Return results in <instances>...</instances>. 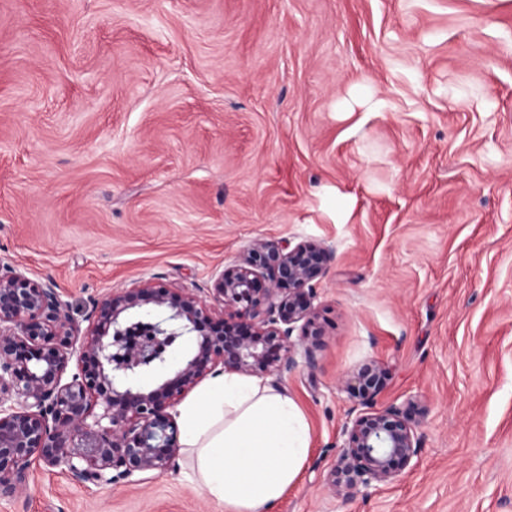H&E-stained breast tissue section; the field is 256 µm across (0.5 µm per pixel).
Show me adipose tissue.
Wrapping results in <instances>:
<instances>
[{
	"label": "adipose tissue",
	"instance_id": "obj_1",
	"mask_svg": "<svg viewBox=\"0 0 512 512\" xmlns=\"http://www.w3.org/2000/svg\"><path fill=\"white\" fill-rule=\"evenodd\" d=\"M179 418L197 479L224 512H268L311 447L309 423L291 396L235 372L201 387Z\"/></svg>",
	"mask_w": 512,
	"mask_h": 512
}]
</instances>
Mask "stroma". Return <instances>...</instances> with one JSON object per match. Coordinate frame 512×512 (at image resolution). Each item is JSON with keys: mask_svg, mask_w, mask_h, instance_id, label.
Here are the masks:
<instances>
[{"mask_svg": "<svg viewBox=\"0 0 512 512\" xmlns=\"http://www.w3.org/2000/svg\"><path fill=\"white\" fill-rule=\"evenodd\" d=\"M285 239L333 257L314 365L264 378L312 437L270 512H512V0H0V255L80 329L89 297ZM368 362L423 449L345 500ZM0 512L224 507L185 450L136 485L34 462Z\"/></svg>", "mask_w": 512, "mask_h": 512, "instance_id": "35a3bbf8", "label": "stroma"}]
</instances>
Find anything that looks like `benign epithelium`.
<instances>
[{"mask_svg": "<svg viewBox=\"0 0 512 512\" xmlns=\"http://www.w3.org/2000/svg\"><path fill=\"white\" fill-rule=\"evenodd\" d=\"M330 260L321 243L258 241L204 293L154 277L90 299L82 335L57 289L0 257V496L24 489L35 461L95 486L174 469V409L205 378L313 365ZM383 388L375 363L349 384L364 402L327 478L335 494L389 483L418 458L420 423L373 408Z\"/></svg>", "mask_w": 512, "mask_h": 512, "instance_id": "7a95c632", "label": "benign epithelium"}]
</instances>
